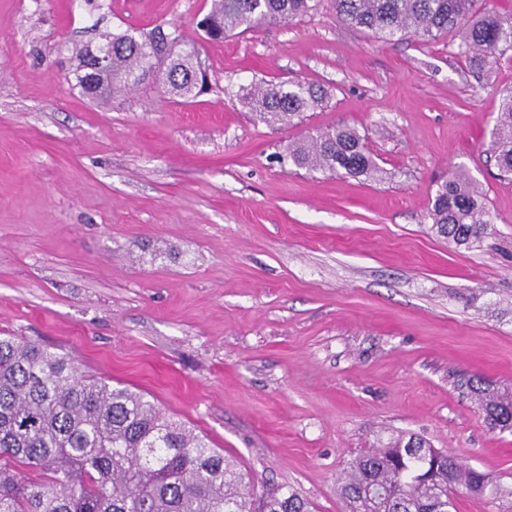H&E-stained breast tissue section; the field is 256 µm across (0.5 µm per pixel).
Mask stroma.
I'll return each instance as SVG.
<instances>
[{
	"label": "stroma",
	"instance_id": "stroma-1",
	"mask_svg": "<svg viewBox=\"0 0 512 512\" xmlns=\"http://www.w3.org/2000/svg\"><path fill=\"white\" fill-rule=\"evenodd\" d=\"M209 4L0 0V336L147 394L315 512H344L347 462L398 434L510 490L458 512H512V431L466 386L512 391V176L488 153L512 50L481 86L456 43L378 39L331 0L221 41L196 26ZM158 25L197 45L211 91L82 95L72 47ZM289 79L329 97L288 127L225 92ZM337 125L376 177L279 162ZM453 169L494 217L473 249L426 218Z\"/></svg>",
	"mask_w": 512,
	"mask_h": 512
}]
</instances>
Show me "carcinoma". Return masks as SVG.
I'll use <instances>...</instances> for the list:
<instances>
[{"label":"carcinoma","mask_w":512,"mask_h":512,"mask_svg":"<svg viewBox=\"0 0 512 512\" xmlns=\"http://www.w3.org/2000/svg\"><path fill=\"white\" fill-rule=\"evenodd\" d=\"M482 0H333L336 19L386 41L418 37L459 40L468 72L488 80L512 50V14ZM319 0H212L205 35L219 40L269 24H288ZM112 46V70L77 75L96 101L138 82L148 68L171 94H200L209 86L199 51L178 29L99 33ZM327 93L298 79L241 87L237 97L267 125L290 126L325 101ZM496 166L512 175V88L499 92L490 147ZM299 168L370 178L378 167L365 138L349 126L308 134L288 145ZM436 233L471 247L488 235L493 217L470 178L453 171L437 184L428 211ZM493 430L512 428V396L494 395L479 378ZM431 444L392 437L349 462L337 492L345 512H455L454 489L494 497L487 474L435 458ZM238 464L204 436L166 418L145 394L78 372L74 357L18 336H0V512H313L295 490L272 488L254 497Z\"/></svg>","instance_id":"carcinoma-1"}]
</instances>
